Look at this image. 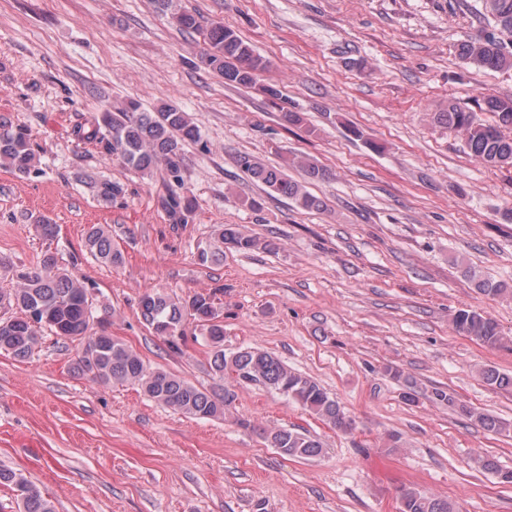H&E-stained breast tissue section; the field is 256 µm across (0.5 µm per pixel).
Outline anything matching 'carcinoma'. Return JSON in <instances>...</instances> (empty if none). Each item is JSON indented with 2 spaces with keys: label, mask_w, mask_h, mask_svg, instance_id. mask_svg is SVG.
Segmentation results:
<instances>
[{
  "label": "carcinoma",
  "mask_w": 512,
  "mask_h": 512,
  "mask_svg": "<svg viewBox=\"0 0 512 512\" xmlns=\"http://www.w3.org/2000/svg\"><path fill=\"white\" fill-rule=\"evenodd\" d=\"M481 14L491 19L494 31L483 39L464 41L459 55L470 64L491 70L512 71V0H481ZM206 48L200 55L204 68L216 72L227 84L244 88L255 85L258 73L266 67L250 44L222 23H213L204 31ZM477 110L455 103L433 113V121L461 138L466 148L480 162L497 168H512V98L484 95L476 103ZM136 99H128L120 107L104 106L77 127L82 142L92 143L110 157H119L126 165L144 176L161 168L169 178L166 191L157 198L158 206L174 224H186L194 210L192 199L181 192L185 168L183 145L200 141V133L188 113L170 103H163L153 112L140 111ZM488 112L495 118L486 124L477 112ZM237 163L243 172L262 183L269 193L291 199L302 209L322 207V202L306 186L288 178L279 168L268 166L250 154H240ZM297 164L310 180L326 177V171L310 158H300ZM0 166L19 177L38 175L36 151L26 127L0 116ZM87 185L98 201L110 204L124 193L121 184L106 178H89ZM28 220L36 232L47 240L56 236V225L43 215H31ZM271 250V243L242 232L229 224L217 239L198 245V259L205 265L224 255V249L250 252L257 248ZM85 248L95 259L110 266L123 262L121 251L112 244V235L101 225L89 228ZM466 273L480 293L512 296V286L503 281L493 282L468 269ZM13 287L0 289V351L26 360L38 347L42 332L50 331L62 340L78 342L74 370L104 383L138 386L154 402L197 419L225 416L235 404V388L260 385L276 391L301 405L324 423L339 431L353 429V420L336 399L332 398L313 378L288 368L275 355L252 347L231 353L224 351V313L216 306L215 293L196 292L173 298L160 291L143 294L138 303L146 326L161 338L173 353L182 351L187 340V328H193L210 347L211 370L220 385L201 389L180 376L163 369L148 367L127 344L102 328L90 326L92 317L89 289L59 267L57 255L46 252L40 266L31 271L12 275ZM453 328L479 340L488 348L502 344L503 336L495 320L475 310L460 309L451 318ZM483 382L501 390L512 389V375L493 367L478 371ZM434 400L448 405L458 415L474 422L486 431L503 434L512 431V424L481 412L457 399L453 394L436 388ZM265 439L285 456L315 458L323 447L314 436L294 428L265 433ZM480 467L496 476L501 484H512V470L501 468L490 457L478 460ZM0 483L15 492L19 512H54L51 503L28 479L12 471L0 469ZM401 512H456L446 499L428 496L409 489L401 498Z\"/></svg>",
  "instance_id": "cac0c4a2"
}]
</instances>
